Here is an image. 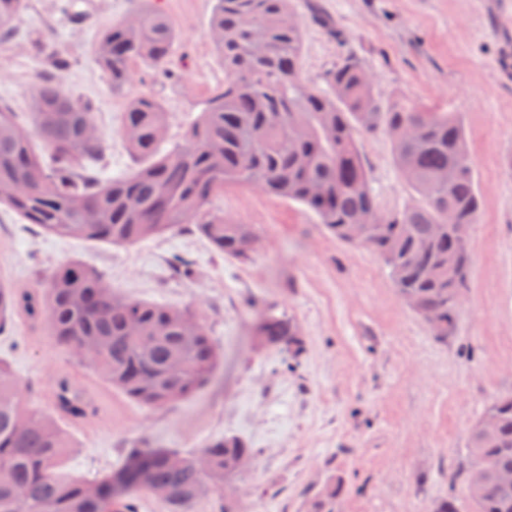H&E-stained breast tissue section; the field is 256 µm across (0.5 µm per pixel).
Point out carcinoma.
I'll return each instance as SVG.
<instances>
[{"mask_svg":"<svg viewBox=\"0 0 512 512\" xmlns=\"http://www.w3.org/2000/svg\"><path fill=\"white\" fill-rule=\"evenodd\" d=\"M24 6L25 0H0V41L11 37ZM209 36L224 63V87L168 149L163 105L136 96L123 135L145 164L122 178L99 183L78 174L103 140L92 113L60 83L33 87L31 133L0 105V204L49 233L115 245L190 224L218 253L246 260L252 226L224 218L212 201L230 185L248 184L305 205L338 239L376 253L432 334H451L469 283L468 227L481 209L459 116L383 102L372 75L352 57L326 73V89L301 91L302 23L290 0H215ZM176 38L162 12L136 11L103 32L97 61L112 89L121 90L131 82L134 60L167 70ZM362 134L390 135L396 166L415 198L405 210L379 209L358 146ZM34 136L49 161L34 150ZM355 224L370 229L355 236ZM19 313L46 326L58 346L145 408L191 398L221 358L196 314L123 297L79 261L61 264L38 290L0 283V333ZM259 333L286 352L302 349L286 311L268 307ZM22 390L0 362V512H137L138 497L158 490L166 493L168 512H191L205 495L223 491L238 459L258 454L232 436L211 439L194 455L136 440L118 470L96 481L72 477L61 469L74 443L60 419L95 415L94 399L60 377L55 411L40 413ZM486 412L498 418V432L486 438L473 428L470 466L512 469V394L493 398ZM467 497L473 512H512V491L491 486Z\"/></svg>","mask_w":512,"mask_h":512,"instance_id":"obj_1","label":"carcinoma"}]
</instances>
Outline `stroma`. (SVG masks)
<instances>
[{
  "label": "stroma",
  "instance_id": "1",
  "mask_svg": "<svg viewBox=\"0 0 512 512\" xmlns=\"http://www.w3.org/2000/svg\"><path fill=\"white\" fill-rule=\"evenodd\" d=\"M214 0H27L11 39L0 44V103L31 124V89L56 76L88 105L105 143L88 172L109 180L143 163L122 134L130 101L148 93L178 141L224 84L209 37ZM302 22L301 73L312 87L345 57L375 79L382 100L457 113L482 199L470 225L469 291L447 339L399 295L370 250L331 235L304 205L247 185L214 203L252 225L250 260L217 253L200 233L171 231L132 246L42 231L0 205V281L33 290L77 259L121 295L194 309L222 352L208 383L187 402L147 409L103 383L54 343L47 329L15 316L0 333V360L31 390L29 405L53 409V384L68 376L94 393L101 412L66 420L76 443L63 469L93 480L115 470L132 439L195 452L235 436L259 453L224 493L193 512H317L321 493L342 486L333 512H431L445 499L471 512L465 493L472 429L489 402L512 393V0H292ZM156 9L178 41L167 72L136 61L125 90H113L95 47L102 31L135 10ZM67 66L54 71L52 57ZM380 210L399 212L413 196L386 135L359 139ZM193 262L177 272L173 256ZM288 311L304 349L284 372L285 351L263 344L269 306Z\"/></svg>",
  "mask_w": 512,
  "mask_h": 512
}]
</instances>
